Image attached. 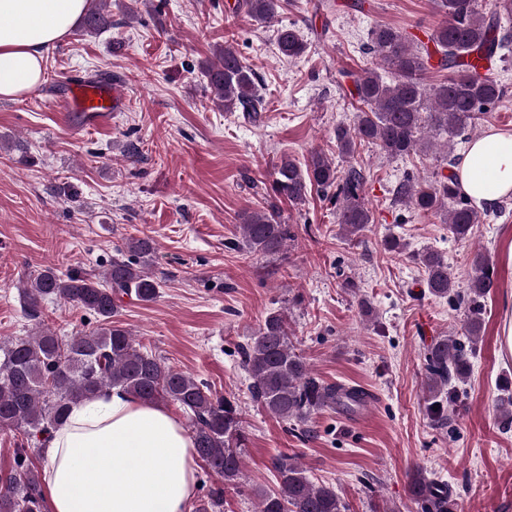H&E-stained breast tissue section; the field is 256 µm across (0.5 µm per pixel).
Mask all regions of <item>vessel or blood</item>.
I'll return each mask as SVG.
<instances>
[{
	"label": "vessel or blood",
	"instance_id": "vessel-or-blood-1",
	"mask_svg": "<svg viewBox=\"0 0 512 512\" xmlns=\"http://www.w3.org/2000/svg\"><path fill=\"white\" fill-rule=\"evenodd\" d=\"M126 98L120 87L106 80L88 81L66 78L57 103L61 112H86L94 117H107L121 111Z\"/></svg>",
	"mask_w": 512,
	"mask_h": 512
}]
</instances>
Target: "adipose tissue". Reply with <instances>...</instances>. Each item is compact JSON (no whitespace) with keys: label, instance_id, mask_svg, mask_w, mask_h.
Masks as SVG:
<instances>
[{"label":"adipose tissue","instance_id":"obj_1","mask_svg":"<svg viewBox=\"0 0 512 512\" xmlns=\"http://www.w3.org/2000/svg\"><path fill=\"white\" fill-rule=\"evenodd\" d=\"M87 0H0V98L42 80L47 53L83 17ZM478 207L512 194V132L471 140L455 169ZM48 512H187L194 441L168 408L114 388L72 404L46 443Z\"/></svg>","mask_w":512,"mask_h":512}]
</instances>
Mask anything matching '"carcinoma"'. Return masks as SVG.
Returning a JSON list of instances; mask_svg holds the SVG:
<instances>
[{"label":"carcinoma","mask_w":512,"mask_h":512,"mask_svg":"<svg viewBox=\"0 0 512 512\" xmlns=\"http://www.w3.org/2000/svg\"><path fill=\"white\" fill-rule=\"evenodd\" d=\"M435 4L441 19L426 45L393 26L372 30L371 50L393 71L394 80L388 82L374 71L355 78L358 107L353 123L336 126V147L342 156L353 157L356 143L363 141L389 158L409 157L426 148L425 133L458 135L484 120L487 108L504 97L505 86L492 76L472 73L465 58L475 52L494 55L512 42V34L500 25L501 17L512 16V0H497L488 15L477 9L475 0H435ZM110 5L111 0H89L82 24L85 34L112 27ZM280 8V0H239L237 5L261 23L273 19ZM276 44L288 60L303 56L307 49L293 25L280 27ZM435 55L451 74L429 87L424 74ZM204 73L210 99L224 111L241 112L253 123L261 119L265 104L256 74L236 53L220 50ZM273 175L275 196L294 205L304 204L314 188L323 193L336 189L343 198L338 223L350 237L371 222L362 197L366 176L360 166L351 163L342 171L323 152L312 153L303 164L284 154L274 164ZM395 199L424 213L443 214L449 232L459 241L470 238L479 222L478 211L460 193L452 175L434 181L407 178L398 184ZM239 230L240 237L232 243L235 248L281 264L289 260L288 242L294 234L276 203L244 212ZM156 251L152 236L131 237L99 276L81 270L61 273L47 266L23 282L20 296L28 317L40 318L43 303L57 300L90 313L96 325L73 336H59L43 327L32 335L0 341V428L18 433L16 467L0 477V512H44L42 474L30 466V447L43 445L72 403L112 387L140 400L175 404L187 414L197 457L222 481L197 497L193 512H224V486L238 485L242 475L246 436L240 412L205 382L142 350L132 332L116 319L123 298L148 303L159 296L160 283L148 272ZM416 259L425 269L431 296H461L441 253L425 250ZM472 270L465 339L437 337L424 354L426 388L437 407L435 420L442 426L448 416L441 395H452V384L470 376L472 345L483 325L480 298L494 287L487 254H474ZM240 356L254 402L296 428L319 412L353 414L369 402L368 393L359 387L327 383L314 375L290 340L284 309L265 316L255 336L241 346ZM273 470L277 489L260 492L257 512H348L336 488L313 481L296 455H277ZM409 496L417 512H454L452 485L423 470L412 476Z\"/></svg>","instance_id":"carcinoma-1"}]
</instances>
